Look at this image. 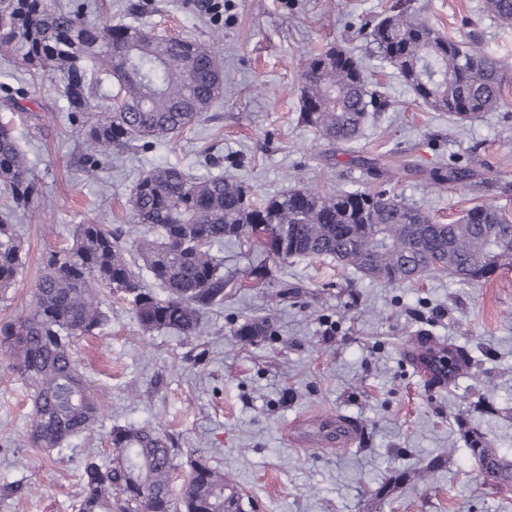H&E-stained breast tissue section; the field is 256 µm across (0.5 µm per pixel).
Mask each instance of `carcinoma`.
<instances>
[{"label":"carcinoma","mask_w":512,"mask_h":512,"mask_svg":"<svg viewBox=\"0 0 512 512\" xmlns=\"http://www.w3.org/2000/svg\"><path fill=\"white\" fill-rule=\"evenodd\" d=\"M486 10L512 24V0H485ZM84 0L62 8L56 0H0V55L30 72L59 77L71 122L80 126L91 169L100 156L145 148L152 140L183 133L199 122L224 92L222 65L213 48L191 37L167 48L133 24L87 18ZM416 99L436 112L472 121L497 108L508 60L442 35L419 12L396 4L366 33ZM302 122L322 139L341 145L358 140L371 114L388 102L370 89L362 63L330 46L304 60ZM109 81L112 100L94 89ZM465 168L431 185L462 181ZM0 291L21 272L16 213L34 217L43 205L38 180L8 124L0 125ZM130 204L139 235L107 224L76 226L72 247L48 253L26 312L0 324V351L30 391L33 412L26 436L51 451L95 432L100 406L94 386L74 357V341L102 329L110 317L99 299L108 288L120 295L141 330L173 331L187 339L205 333V316L224 303L221 262L214 250L244 241L269 260L331 258L384 284L413 282L429 274L460 283L491 277L512 265V217L492 203L468 209L453 224L387 190L324 191L294 187L255 201L246 182L224 175L196 177L167 166L148 171L132 187ZM158 289L151 288L143 272ZM269 324L254 321L236 335L264 336ZM421 358L454 374L466 356L429 347ZM112 462L88 459L81 473L78 512H241L226 506L234 488L224 471L198 457L180 499L171 488L174 448L160 426L114 427Z\"/></svg>","instance_id":"cac0c4a2"}]
</instances>
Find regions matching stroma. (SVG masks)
I'll return each instance as SVG.
<instances>
[{
	"instance_id": "stroma-1",
	"label": "stroma",
	"mask_w": 512,
	"mask_h": 512,
	"mask_svg": "<svg viewBox=\"0 0 512 512\" xmlns=\"http://www.w3.org/2000/svg\"><path fill=\"white\" fill-rule=\"evenodd\" d=\"M96 2L100 17L172 37L207 43L221 31L224 94L180 135L112 155L92 172L58 80L0 58V84L21 104L0 110V121L10 122L44 195L39 221L19 226L24 267L0 298V322L25 312L42 255L72 245L76 225L131 227L129 192L160 166L233 175L263 199L298 176L326 191L378 187L365 167L374 158L402 168L390 191L437 223L486 202L512 214V75L499 106L477 120L433 111L373 58L361 33L395 0H221L217 11L204 0ZM409 2L449 39L512 56V24L490 16L485 0ZM331 45L360 59L389 102L348 146L299 121L303 56ZM453 165L470 178L432 189L431 174ZM222 257L224 302L195 339L143 332L127 305L104 293L108 325L77 345L101 408L96 434L32 448L30 394L20 379L0 382V512H78L84 460L110 461L111 428L130 425H160L173 437L174 494L201 456L239 487L243 512H512V484L486 478L466 438L477 429L512 458V268L475 284L431 274L387 285L330 259L292 258L271 264L259 286L247 246L225 244ZM284 287L287 300H275ZM256 320L269 321L267 336L240 340L236 329ZM422 336L466 352L468 373L430 380L411 358ZM336 412L365 423L362 445L323 446L314 418Z\"/></svg>"
}]
</instances>
